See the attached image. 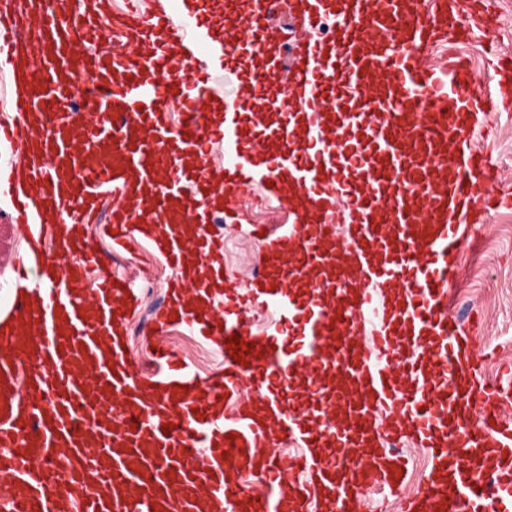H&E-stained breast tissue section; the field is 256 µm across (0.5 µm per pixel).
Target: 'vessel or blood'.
<instances>
[{
    "instance_id": "vessel-or-blood-1",
    "label": "vessel or blood",
    "mask_w": 512,
    "mask_h": 512,
    "mask_svg": "<svg viewBox=\"0 0 512 512\" xmlns=\"http://www.w3.org/2000/svg\"><path fill=\"white\" fill-rule=\"evenodd\" d=\"M272 6L236 8L262 61L237 106L263 136L232 167L210 170L183 162L222 144L233 118L213 127L200 109L207 89L193 48L203 26L131 11L116 36L144 51L113 53L103 67L62 40L75 32L98 44L101 16L82 6L65 22L52 0H0V73L19 45L43 49L24 93L0 81L9 106L0 143L28 150L26 183L8 184L10 220L27 225L31 252L53 273L0 326V479L9 486L0 512H308L315 490L324 512H360L366 484L396 490L407 474L399 452L381 449L375 412L390 434L430 450L431 479L405 512H512V424L498 417L512 400V370L479 379L474 338L448 308L467 226L512 208L511 190L481 195L491 158L467 145L475 115L498 111L500 92L512 90V65L496 68L492 92L465 59L425 62L450 35L468 40L489 27L486 0H295L311 25L333 18L335 32L295 48L280 87L286 42L266 25ZM60 166L71 180L59 198ZM257 178L288 218L264 230L265 289L245 293L222 272L212 224L249 222L236 197ZM33 187L56 198L53 220L32 223ZM108 191L122 201L113 243L147 234L177 273L148 326L155 371H142L126 343L139 289L84 235ZM340 195L347 206L337 207ZM190 260L209 271L195 288L202 308L178 312ZM248 306L270 314L261 332L245 321ZM292 321L306 339L290 338ZM176 325L216 346L212 378L199 380L160 344ZM234 334L252 347L245 361L227 344ZM245 375L274 427L238 407ZM285 445L301 449L300 464L268 459L255 473L268 494L226 480L252 449Z\"/></svg>"
}]
</instances>
